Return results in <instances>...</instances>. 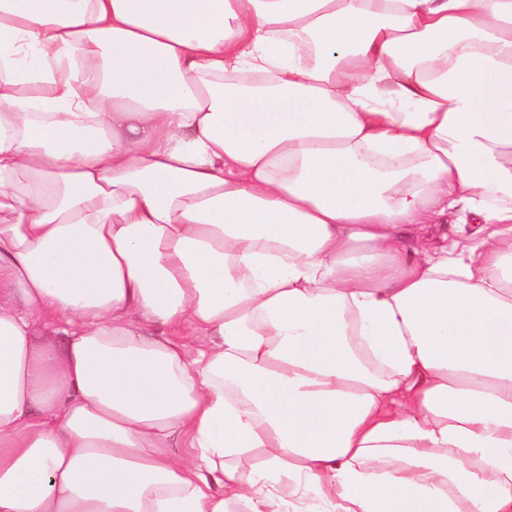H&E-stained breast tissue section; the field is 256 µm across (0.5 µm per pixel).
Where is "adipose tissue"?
<instances>
[{
  "instance_id": "1",
  "label": "adipose tissue",
  "mask_w": 512,
  "mask_h": 512,
  "mask_svg": "<svg viewBox=\"0 0 512 512\" xmlns=\"http://www.w3.org/2000/svg\"><path fill=\"white\" fill-rule=\"evenodd\" d=\"M0 512H512V0H0ZM434 224H423L411 228L407 232L408 244L412 247L421 245L428 249L438 248L445 238H458L470 236L479 229V224H474L470 215L462 212L448 213L439 218Z\"/></svg>"
}]
</instances>
